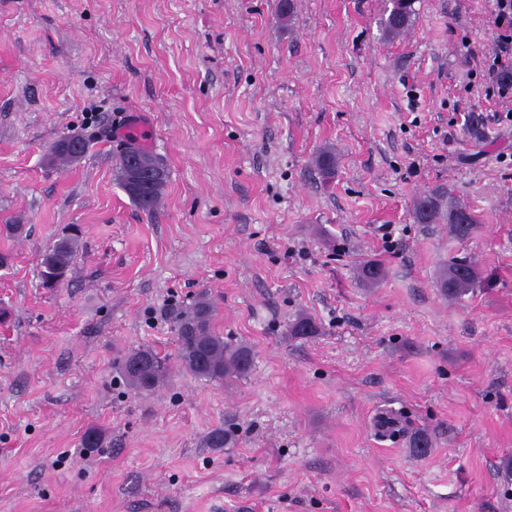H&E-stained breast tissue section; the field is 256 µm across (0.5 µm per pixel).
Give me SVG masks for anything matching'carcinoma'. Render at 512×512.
I'll return each instance as SVG.
<instances>
[{"instance_id":"carcinoma-1","label":"carcinoma","mask_w":512,"mask_h":512,"mask_svg":"<svg viewBox=\"0 0 512 512\" xmlns=\"http://www.w3.org/2000/svg\"><path fill=\"white\" fill-rule=\"evenodd\" d=\"M386 2L379 28L383 38L396 40L413 25L415 0ZM132 155L138 156L152 171L150 185L140 192L129 188L127 162ZM314 166L324 178H330L337 166L335 150H319L314 157ZM167 180L168 171L163 161L150 152L130 145L119 155V186L140 209L150 212L159 206ZM415 214L421 224L448 225L449 232L460 240L468 238L478 223L473 212L447 191H432L420 196L415 203ZM78 247V238L67 236L45 253L39 272L44 287L55 288L67 280ZM359 275L363 281L375 284L385 278L386 270L376 262L366 261L360 266ZM479 283L480 271L472 262L453 258L442 271L438 286L448 297L459 299L471 293ZM213 312V305L204 296L172 312L177 360L183 370L200 380L222 383L226 379L243 378L252 369V351L247 345L225 342L224 337L212 328ZM317 332L318 327L309 316H299L288 324L290 339H304ZM120 372L132 389L153 392L165 383L169 365L167 357L160 356L149 346H142L123 360Z\"/></svg>"}]
</instances>
